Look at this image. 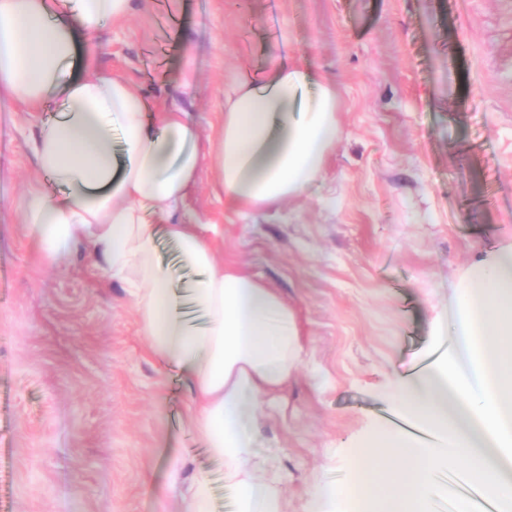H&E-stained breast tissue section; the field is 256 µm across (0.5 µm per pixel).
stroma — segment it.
<instances>
[{"label": "stroma", "mask_w": 512, "mask_h": 512, "mask_svg": "<svg viewBox=\"0 0 512 512\" xmlns=\"http://www.w3.org/2000/svg\"><path fill=\"white\" fill-rule=\"evenodd\" d=\"M79 44L86 75L184 109L205 143L239 75L305 58L334 84L340 134L312 190L235 212L206 159L177 218L215 225L216 260L294 310L304 352L256 440L285 512L314 481L351 487V454L449 338L460 285L512 246V0H133ZM63 109L0 97V512H183L177 457L183 481L210 471L213 512H235L127 287L86 250L53 266L30 244L22 205L55 189L32 141Z\"/></svg>", "instance_id": "1"}]
</instances>
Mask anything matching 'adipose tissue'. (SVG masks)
I'll use <instances>...</instances> for the list:
<instances>
[{"label": "adipose tissue", "mask_w": 512, "mask_h": 512, "mask_svg": "<svg viewBox=\"0 0 512 512\" xmlns=\"http://www.w3.org/2000/svg\"><path fill=\"white\" fill-rule=\"evenodd\" d=\"M131 10L132 0H0V94L65 104L33 143L40 171L62 192L32 190L24 219L49 263L83 246L109 280L128 286L151 351L186 373V422L223 466L236 512H283L282 476L255 453L254 422L301 357L294 313L274 288L219 264L205 225L176 220L201 160L186 112L152 119L126 80L68 74L77 33ZM337 135L336 90L310 67L277 64L261 83L238 79L217 132L225 201L257 211L306 192ZM163 236L199 271L191 288H173L158 257ZM452 326L447 358L395 392L399 411L442 447L392 433L368 440L352 458L359 492L317 485L316 512H429L435 473L459 460L499 512H512V248L473 273ZM183 466L172 461L170 489L187 487L184 512H211L209 471L196 470L186 486Z\"/></svg>", "instance_id": "adipose-tissue-1"}]
</instances>
